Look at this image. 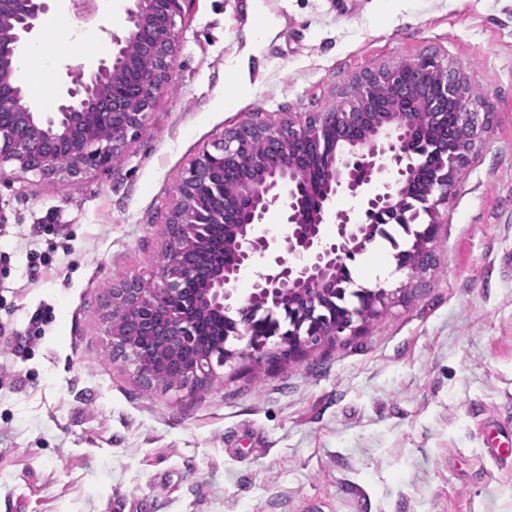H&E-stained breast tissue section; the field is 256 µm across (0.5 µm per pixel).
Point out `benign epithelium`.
<instances>
[{
    "mask_svg": "<svg viewBox=\"0 0 512 512\" xmlns=\"http://www.w3.org/2000/svg\"><path fill=\"white\" fill-rule=\"evenodd\" d=\"M51 0H0V60L18 57L40 29ZM188 0H133L126 10L127 30L109 33L112 56L90 70L81 83H66L55 111L11 112L12 101L0 96V164L11 163L23 173L51 177L61 171L78 175L111 164L124 148L129 132L147 122L169 82L171 59L179 33L175 18ZM78 20L99 10L98 0H70ZM151 56V71L139 70L138 58ZM403 69L416 72L413 88L400 94H425L428 119L416 126L412 113L401 106L388 112L374 110L373 88L391 82ZM466 77L429 56L395 66H381L358 78L353 99L327 112L316 113L298 126L292 121L271 124L245 121L224 130V135L202 151L182 179L180 204L166 224L165 251L175 263L152 274L154 288L140 287L134 275L108 293L104 335L112 356L134 365L149 385L168 386L166 368L179 361L183 367L178 388L208 383L213 364L223 366L240 352L225 344L208 342L197 329L213 318L235 311L238 339L259 362L276 365L303 358L311 350L334 344L344 333L362 334L388 313L400 297L382 290L352 309L338 308L322 324L319 335H308L317 313L333 303L335 273L340 259L356 257L374 234V226L352 221L347 211H334L336 195L346 190L361 199L366 219L404 204L424 205L431 224L419 248L420 272L429 270L439 224L437 207L447 202L461 169L490 122V113L478 112L467 94ZM99 116L114 131L112 139L97 134L88 116ZM351 127H368L366 140H354L337 154L321 181L311 179L307 165L308 140L304 133L344 137ZM261 137L268 142L258 189L249 178L239 179V202L224 203L220 237L196 235L193 210L186 202L204 194L224 193V172L242 144ZM67 152L69 164L55 157ZM317 200L306 212L307 197ZM281 206L288 234L280 240L260 230L270 208ZM335 223L333 236L326 226ZM285 251V262L273 250ZM271 256L257 267V259ZM253 272L251 291L234 294L240 274ZM258 307L296 313L288 331L260 336L253 328Z\"/></svg>",
    "mask_w": 512,
    "mask_h": 512,
    "instance_id": "7a95c632",
    "label": "benign epithelium"
}]
</instances>
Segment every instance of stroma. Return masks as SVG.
Listing matches in <instances>:
<instances>
[{
	"instance_id": "stroma-1",
	"label": "stroma",
	"mask_w": 512,
	"mask_h": 512,
	"mask_svg": "<svg viewBox=\"0 0 512 512\" xmlns=\"http://www.w3.org/2000/svg\"><path fill=\"white\" fill-rule=\"evenodd\" d=\"M127 5L80 25L53 0L57 64L32 60L22 88L58 95L66 67L109 58ZM176 29L172 83L119 162L0 166V512H512V0H189ZM423 55L491 118L439 208L434 270L382 278L405 235L358 258L348 292L404 288L405 304L273 368L232 341L240 358L197 387L104 358L107 291L157 267L204 147Z\"/></svg>"
}]
</instances>
